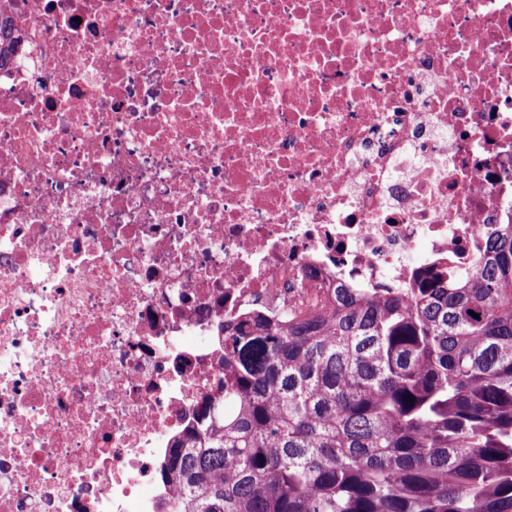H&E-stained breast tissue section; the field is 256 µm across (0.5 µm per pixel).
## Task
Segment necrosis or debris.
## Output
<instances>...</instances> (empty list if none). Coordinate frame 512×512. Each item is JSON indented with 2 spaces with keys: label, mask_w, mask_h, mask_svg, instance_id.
Returning a JSON list of instances; mask_svg holds the SVG:
<instances>
[{
  "label": "necrosis or debris",
  "mask_w": 512,
  "mask_h": 512,
  "mask_svg": "<svg viewBox=\"0 0 512 512\" xmlns=\"http://www.w3.org/2000/svg\"><path fill=\"white\" fill-rule=\"evenodd\" d=\"M0 6V512H175L221 324L512 219V0ZM18 44L19 40L14 36L11 20L0 9V69L13 60Z\"/></svg>",
  "instance_id": "1"
}]
</instances>
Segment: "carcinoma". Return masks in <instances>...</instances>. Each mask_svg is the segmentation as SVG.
Listing matches in <instances>:
<instances>
[{"label": "carcinoma", "instance_id": "1", "mask_svg": "<svg viewBox=\"0 0 512 512\" xmlns=\"http://www.w3.org/2000/svg\"><path fill=\"white\" fill-rule=\"evenodd\" d=\"M18 44L0 11V69ZM218 342L220 395L163 469L178 512H512V222L462 277L333 288Z\"/></svg>", "mask_w": 512, "mask_h": 512}]
</instances>
